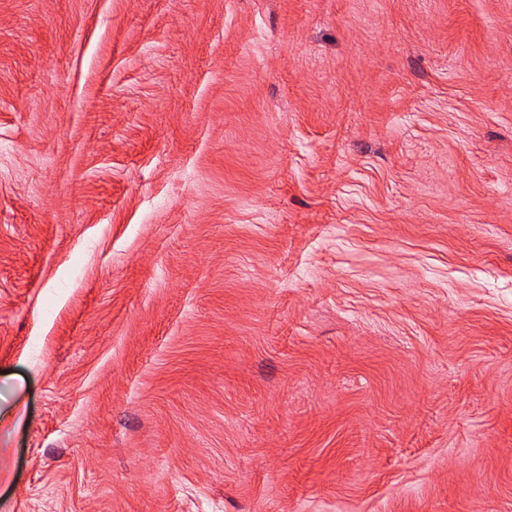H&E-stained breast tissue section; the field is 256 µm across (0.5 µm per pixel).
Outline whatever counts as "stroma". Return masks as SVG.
Here are the masks:
<instances>
[{"label":"stroma","mask_w":512,"mask_h":512,"mask_svg":"<svg viewBox=\"0 0 512 512\" xmlns=\"http://www.w3.org/2000/svg\"><path fill=\"white\" fill-rule=\"evenodd\" d=\"M0 512H512V0H0Z\"/></svg>","instance_id":"obj_1"}]
</instances>
